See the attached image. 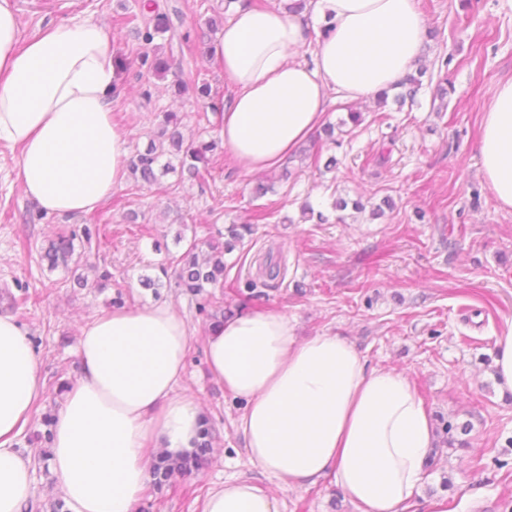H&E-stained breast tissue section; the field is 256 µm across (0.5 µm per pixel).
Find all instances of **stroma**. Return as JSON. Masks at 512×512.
I'll return each mask as SVG.
<instances>
[{
	"label": "stroma",
	"mask_w": 512,
	"mask_h": 512,
	"mask_svg": "<svg viewBox=\"0 0 512 512\" xmlns=\"http://www.w3.org/2000/svg\"><path fill=\"white\" fill-rule=\"evenodd\" d=\"M23 36L49 20L94 16L112 32L125 62L112 97V120L127 133L130 154L145 150L158 112H180L186 141H209L219 131L197 119L195 92L176 95L171 78L141 68L139 41L120 17L140 14L142 0H15ZM172 21L156 35L175 69L192 72L199 83L224 87L220 73L204 58L213 37L209 21L223 23L224 0H156ZM427 20L421 62L427 68L415 101L362 107L352 133H336L322 157H336L335 172L311 160L289 157L265 175L273 192L259 197L258 181L231 160L201 181L178 182L164 194L126 181L113 190L101 211L112 232L100 245L76 238L75 249L89 263L108 267L109 287L95 280L78 285L72 272L49 269L40 251L57 230H82L91 214H49L19 191L18 152L0 145V311L13 313L35 339L45 393L20 440L33 468V512H50L58 499L57 479L40 455L45 414L56 413L63 388L78 367L75 320L111 309L116 292L130 305L163 301L174 307L193 333L178 390L197 397L213 416L214 450L199 471L175 478L159 494L143 495L140 512H198L213 487L250 480L273 493L281 512H356L328 479L298 489L281 487L248 459L236 428L241 403L207 372L201 330L206 318L199 300L166 279L160 292L142 287V276H159L180 252L176 235L200 241L249 222L267 202L279 207L258 224L250 246L225 255L226 280L244 288L263 279L257 259L283 257L284 279L263 286L256 309L284 312L298 338L319 334L351 341L368 367L393 368L413 383L436 427L467 422L468 447L442 450L435 468L408 512H432L435 500L448 512H512V398L501 395L492 376L496 337L512 318V209L500 207L481 172L478 131L492 85L512 76V12L501 0H419ZM450 57L442 66V57ZM447 95L437 99L438 86ZM385 154V163L373 157ZM393 206L382 217L336 211L337 196ZM321 212L324 223L303 216V204ZM136 211V223L126 215ZM27 293L25 309L13 310L11 296ZM450 487H443V479Z\"/></svg>",
	"instance_id": "1"
}]
</instances>
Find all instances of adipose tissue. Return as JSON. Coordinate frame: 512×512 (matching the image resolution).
<instances>
[{"label": "adipose tissue", "instance_id": "adipose-tissue-1", "mask_svg": "<svg viewBox=\"0 0 512 512\" xmlns=\"http://www.w3.org/2000/svg\"><path fill=\"white\" fill-rule=\"evenodd\" d=\"M329 19L312 37L302 16L233 0L209 50L233 93L212 90L225 152L243 173L281 164L325 121L330 92L358 101L402 80L421 53L417 0H315ZM314 44L311 61L300 58ZM119 80L112 33L84 18L27 40L0 0V143L20 151L27 199L84 214L127 177L128 139L112 121ZM483 177L512 208V77L494 83L480 126ZM192 333L165 303L115 307L85 322L79 369L54 415L49 467L64 512H138L148 451L190 452L203 412L177 393ZM205 363L243 401L237 426L253 464L281 486L331 479L358 512H404L428 478L434 423L408 376L370 369L347 340H297L288 316L248 309L210 328ZM45 383L27 329L0 313V512H28L32 468L19 442ZM199 512H280L247 480L214 487Z\"/></svg>", "mask_w": 512, "mask_h": 512}]
</instances>
